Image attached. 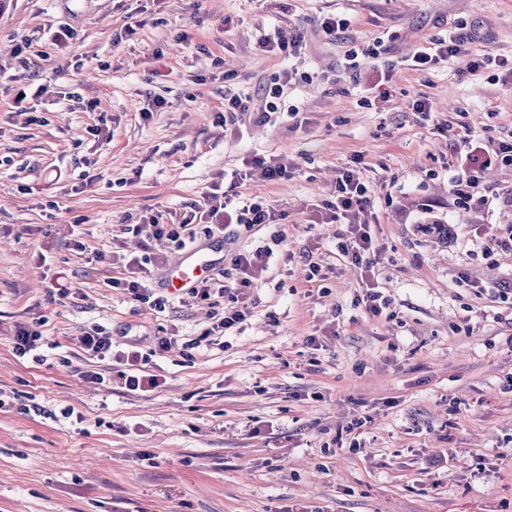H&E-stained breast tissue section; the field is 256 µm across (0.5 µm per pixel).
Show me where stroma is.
Segmentation results:
<instances>
[{
  "instance_id": "35a3bbf8",
  "label": "stroma",
  "mask_w": 512,
  "mask_h": 512,
  "mask_svg": "<svg viewBox=\"0 0 512 512\" xmlns=\"http://www.w3.org/2000/svg\"><path fill=\"white\" fill-rule=\"evenodd\" d=\"M329 14L347 28L326 35ZM456 24L475 35L468 54L402 67ZM50 27L76 36L57 48ZM291 28L305 44L293 64L314 76L288 90L299 114L225 131V95L285 66L260 35ZM378 37L393 77L366 103L344 58ZM486 53L512 59V0H8L0 512H512V249L482 248L512 235V168L485 171L486 204L457 202L448 180L467 134L512 140V74L470 69ZM30 84L44 100L16 105ZM255 153L296 164L241 188L282 220L227 227L214 276L233 281L236 253L274 254L237 301L240 329L201 344L209 302L158 312L113 287L115 242L123 225L184 216ZM344 168L370 187L371 274L389 301L376 317L340 252L346 225L322 221ZM432 222L451 225L447 242L423 232ZM313 261L325 280H309ZM22 324L42 332L43 362L14 355ZM98 330L151 355L160 387L119 388L111 361L78 347Z\"/></svg>"
}]
</instances>
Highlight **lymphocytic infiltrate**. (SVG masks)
I'll return each mask as SVG.
<instances>
[{
    "mask_svg": "<svg viewBox=\"0 0 512 512\" xmlns=\"http://www.w3.org/2000/svg\"><path fill=\"white\" fill-rule=\"evenodd\" d=\"M473 40L472 34L450 28L446 35L433 38L429 50H418L408 55L405 66L410 70L424 71L439 63L465 54ZM312 81L310 73L297 72L285 68L281 79L267 83L256 92H238L224 99V124L234 126L245 118L260 122H269L276 112L283 109L281 101L285 90L293 80ZM512 167V140L493 142L473 139L467 151L458 159V172L451 176L453 193L457 198L473 197L478 189L480 173L490 167ZM294 163L285 156L266 157L256 154L247 159L243 169L232 172L229 182L216 181L205 192L203 204L194 212L183 217L177 223H160L158 216H151L148 225L128 224L124 233L135 236L136 247L131 252L128 266L133 272L132 278L113 279L116 288L127 289L136 300H144L145 286L142 275L148 274L154 256V243H174L176 248H184L196 239L197 226H204L207 236L223 235L232 224L253 228L263 224L276 223L278 216L262 197L251 196L236 199L235 188L247 182L275 183L290 176ZM369 187L355 178L351 170H342L336 181V198L327 202L326 218L330 222H346L350 228V237L342 244L341 251L352 264L368 262L369 254L375 249V236L364 213L370 204ZM272 249L259 248L252 252L234 255L231 260L237 271L232 284L208 278L201 286L192 288L193 296L203 300L212 296L237 294L254 285L269 265ZM80 348L89 356L98 360L114 358L116 362L125 363V370L119 371L117 381L128 392H147L159 387L157 375L147 370L149 359L136 350L115 349L109 334L86 335L80 339Z\"/></svg>",
    "mask_w": 512,
    "mask_h": 512,
    "instance_id": "obj_1",
    "label": "lymphocytic infiltrate"
}]
</instances>
